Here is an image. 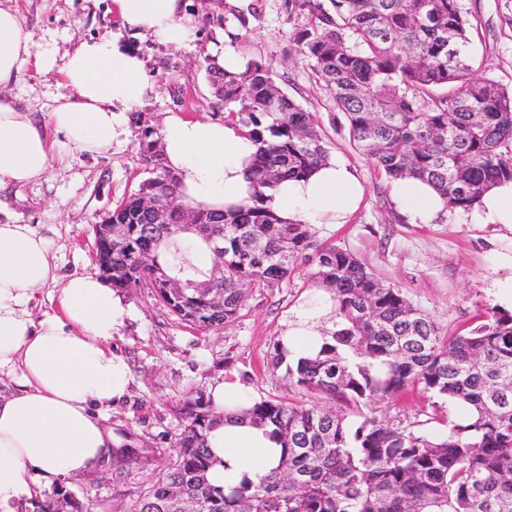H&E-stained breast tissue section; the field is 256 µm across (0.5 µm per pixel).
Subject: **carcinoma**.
<instances>
[{"mask_svg": "<svg viewBox=\"0 0 512 512\" xmlns=\"http://www.w3.org/2000/svg\"><path fill=\"white\" fill-rule=\"evenodd\" d=\"M299 52L348 121L350 140L391 180L418 178L450 210L469 211L491 185L512 182V90L475 74L462 0H305ZM216 112L250 129V172L261 188L308 176L329 160L314 115L260 61L239 73L204 59ZM151 177L112 209L128 248L112 252V287L153 289L178 319L202 328L234 322L246 290L277 288L298 259L336 294L340 328L315 359L296 365L274 348L289 381L347 410L260 400L257 423L281 436L279 466L254 485L211 486V409L187 401L176 457L129 512H512V312L497 309L448 334L352 253L287 224L262 196L197 224L146 232L140 198H162L180 221L178 178L164 162L161 129L132 113ZM210 251L196 261L197 241ZM181 283L173 288L169 282ZM419 387L469 409L464 422L435 415L437 429L403 425L373 404Z\"/></svg>", "mask_w": 512, "mask_h": 512, "instance_id": "1", "label": "carcinoma"}]
</instances>
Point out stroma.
Instances as JSON below:
<instances>
[{
  "label": "stroma",
  "instance_id": "35a3bbf8",
  "mask_svg": "<svg viewBox=\"0 0 512 512\" xmlns=\"http://www.w3.org/2000/svg\"><path fill=\"white\" fill-rule=\"evenodd\" d=\"M112 2L9 0L35 43L54 47L60 56L81 41L122 31ZM185 3L198 20V36L188 47L175 50L123 31L145 60L150 94L141 109L143 119L159 125L168 112L211 114L202 65L214 47L224 46L245 62L262 61L277 85L316 116L330 158L348 163L364 186L363 202L350 221L333 229L314 227L315 238L356 255L445 330L475 325L494 309L488 284L499 274L501 254L512 253V231L473 223L459 210L434 224L407 222L391 197L390 181L356 151L344 112L296 45L295 35L307 22L299 0H249L243 6L237 0ZM463 3L471 24V65L479 75L512 89V0ZM65 92L57 71L40 73L29 65L10 95L21 109L41 118ZM148 176L131 135L98 154L69 152L38 183L1 190L0 208L50 239L61 277L95 274L94 225ZM312 272V266L300 263L281 287L248 290L239 318L220 329L180 321L154 300L150 289L125 292L132 317L112 345L126 357L133 385L130 396L110 411L108 422L139 458L122 477L109 467L77 475L57 489H43L37 502L58 490L93 512H125L173 455L182 425L180 406L206 397L216 379L236 376L258 400L323 405L322 396L299 389L270 364L280 319L313 286ZM433 401V394L409 389L382 401L379 409L391 419L422 425Z\"/></svg>",
  "mask_w": 512,
  "mask_h": 512
}]
</instances>
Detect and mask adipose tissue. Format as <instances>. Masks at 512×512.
Returning a JSON list of instances; mask_svg holds the SVG:
<instances>
[{"label":"adipose tissue","instance_id":"1","mask_svg":"<svg viewBox=\"0 0 512 512\" xmlns=\"http://www.w3.org/2000/svg\"><path fill=\"white\" fill-rule=\"evenodd\" d=\"M124 27L180 48L196 38V19L183 0H113ZM58 70L66 95L46 120L19 108L6 90L23 66ZM147 91L144 61L114 36L80 42L64 58L54 48L33 51L30 33L11 7L0 6V190L40 179L60 159L61 147L97 154L129 132L130 113ZM162 151L179 179L180 200L218 212L251 203L255 150L234 121L166 113ZM62 144L48 141L47 129ZM364 187L345 162L331 160L299 180L265 189L264 204L292 224L346 223ZM391 195L409 223L432 224L447 202L414 178L395 180ZM481 224L512 231V182L491 188L476 207ZM59 285L58 310L34 317L47 284ZM130 306L122 293L96 275L60 280L49 239L28 224L0 217V512L32 498L36 490L88 473L107 463L123 441L108 423L113 403L127 396L132 379L112 341L122 336ZM333 292L305 290L280 320L278 347L286 360L313 359L337 329ZM216 418L207 432L209 480L230 489L258 483L283 453L273 426L246 414L254 396L239 379L215 380L208 390Z\"/></svg>","mask_w":512,"mask_h":512}]
</instances>
